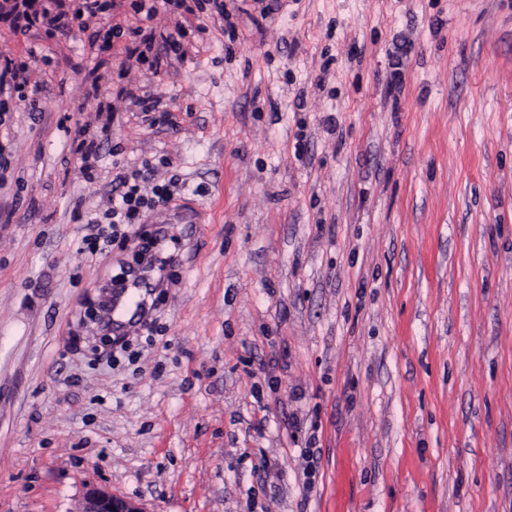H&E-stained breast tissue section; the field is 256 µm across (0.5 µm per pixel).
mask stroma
Wrapping results in <instances>:
<instances>
[{"label": "stroma", "instance_id": "35a3bbf8", "mask_svg": "<svg viewBox=\"0 0 512 512\" xmlns=\"http://www.w3.org/2000/svg\"><path fill=\"white\" fill-rule=\"evenodd\" d=\"M157 68L0 30V512H512V0H224ZM124 72L86 182L66 134ZM181 190L78 251L116 171ZM166 285L92 349L142 239ZM38 77L25 62L18 63L13 58L0 54V112H7L8 101L18 93L19 101L24 102L28 112H42L45 101L34 96L28 98L22 91L31 83L35 84ZM82 512H146L139 503L113 495L103 489L90 490L84 499Z\"/></svg>", "mask_w": 512, "mask_h": 512}]
</instances>
